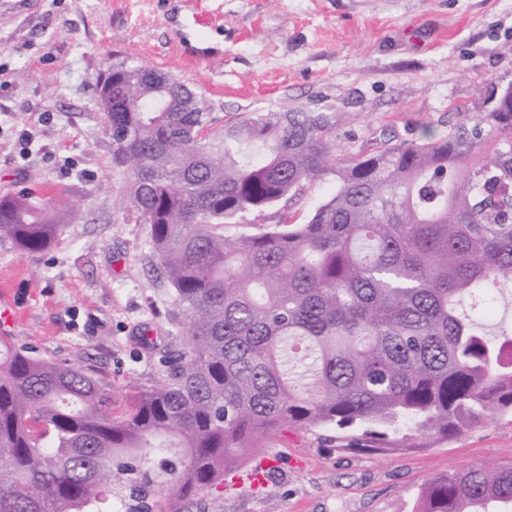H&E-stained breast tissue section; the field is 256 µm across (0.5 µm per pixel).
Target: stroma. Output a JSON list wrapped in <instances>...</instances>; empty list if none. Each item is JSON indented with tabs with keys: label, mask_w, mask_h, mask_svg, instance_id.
<instances>
[{
	"label": "stroma",
	"mask_w": 512,
	"mask_h": 512,
	"mask_svg": "<svg viewBox=\"0 0 512 512\" xmlns=\"http://www.w3.org/2000/svg\"><path fill=\"white\" fill-rule=\"evenodd\" d=\"M150 66L201 96L222 130L250 112H332L343 154L444 136L492 110L512 83V0H23L0 9V196L62 197L45 252L0 243V297L15 338L44 358L91 365L126 406L133 381L181 350L184 316L126 197L90 88L112 63ZM32 143H23L22 131ZM335 190L305 181L265 221L306 223ZM355 434L285 427L259 486L205 492L209 512H411L432 477L512 461V413L448 436L408 431L387 454Z\"/></svg>",
	"instance_id": "stroma-1"
}]
</instances>
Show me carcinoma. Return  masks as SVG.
Wrapping results in <instances>:
<instances>
[{"label": "carcinoma", "mask_w": 512, "mask_h": 512, "mask_svg": "<svg viewBox=\"0 0 512 512\" xmlns=\"http://www.w3.org/2000/svg\"><path fill=\"white\" fill-rule=\"evenodd\" d=\"M165 77L121 61L109 95L93 91L187 351L114 416L97 370L1 334L0 512H113L128 496V512H175L150 504L155 488L216 490L283 427H365L387 453L405 425L446 436L512 413V327L479 320L512 297V84L446 137L338 158L328 112H251L200 138L210 113ZM327 176L308 222L224 234ZM63 229L32 194L0 197V242L21 255ZM492 504L512 505V462L431 478L413 512Z\"/></svg>", "instance_id": "1"}]
</instances>
